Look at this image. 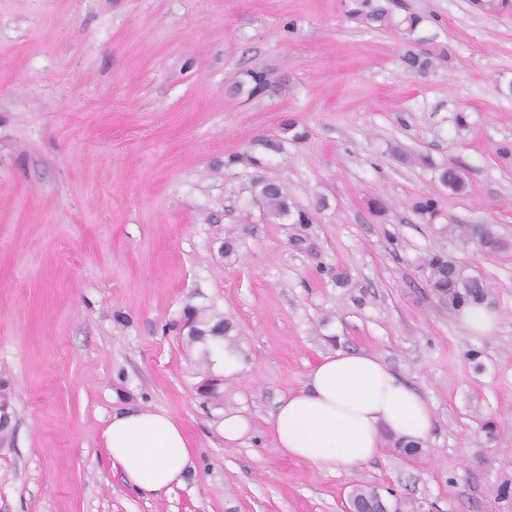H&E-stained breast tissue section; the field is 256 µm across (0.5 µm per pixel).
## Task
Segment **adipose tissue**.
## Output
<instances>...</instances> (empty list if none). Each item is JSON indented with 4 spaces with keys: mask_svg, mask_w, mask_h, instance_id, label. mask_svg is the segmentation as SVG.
<instances>
[{
    "mask_svg": "<svg viewBox=\"0 0 512 512\" xmlns=\"http://www.w3.org/2000/svg\"><path fill=\"white\" fill-rule=\"evenodd\" d=\"M433 424L428 402L388 363L343 348L323 354L303 388L281 397L267 419L283 455L332 471L376 459L390 439L421 444ZM103 439L113 467L145 495L170 492L190 469L188 438L166 413L123 409L112 415Z\"/></svg>",
    "mask_w": 512,
    "mask_h": 512,
    "instance_id": "adipose-tissue-1",
    "label": "adipose tissue"
}]
</instances>
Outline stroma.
I'll return each mask as SVG.
<instances>
[{"label":"stroma","instance_id":"1","mask_svg":"<svg viewBox=\"0 0 512 512\" xmlns=\"http://www.w3.org/2000/svg\"><path fill=\"white\" fill-rule=\"evenodd\" d=\"M380 2L382 25L346 0H0V512H346L359 487L512 512V246L455 230L512 243V13ZM267 181L308 223L266 215ZM434 254L484 283L496 332L439 301ZM189 305L234 325L220 406L197 391L214 370L178 329ZM336 347L423 395L422 447L335 473L276 448L269 414ZM129 407L188 437L171 493L112 466L102 433ZM228 411L250 425L231 447ZM460 233L490 251L507 248V242L501 238L490 224H460L456 226Z\"/></svg>","mask_w":512,"mask_h":512}]
</instances>
